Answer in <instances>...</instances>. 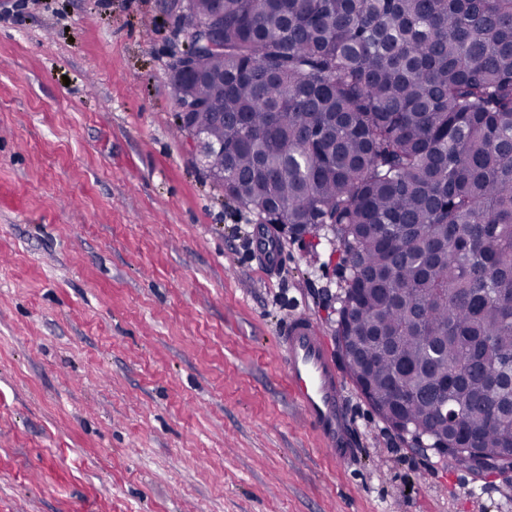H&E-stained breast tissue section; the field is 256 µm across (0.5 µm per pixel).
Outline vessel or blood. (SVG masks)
<instances>
[{
	"label": "vessel or blood",
	"mask_w": 512,
	"mask_h": 512,
	"mask_svg": "<svg viewBox=\"0 0 512 512\" xmlns=\"http://www.w3.org/2000/svg\"><path fill=\"white\" fill-rule=\"evenodd\" d=\"M277 344L290 392L308 425L337 459L351 458L357 438L342 382L314 321L301 313L291 317L280 329Z\"/></svg>",
	"instance_id": "vessel-or-blood-1"
}]
</instances>
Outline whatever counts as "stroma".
Returning a JSON list of instances; mask_svg holds the SVG:
<instances>
[{
  "instance_id": "35a3bbf8",
  "label": "stroma",
  "mask_w": 512,
  "mask_h": 512,
  "mask_svg": "<svg viewBox=\"0 0 512 512\" xmlns=\"http://www.w3.org/2000/svg\"><path fill=\"white\" fill-rule=\"evenodd\" d=\"M165 0H0V512H512V471L420 452L336 366L321 450L278 359L338 349L328 240L259 226L178 128ZM277 344L291 395L310 428L338 460L351 458L357 443L345 406L336 360L314 321L306 314L291 317L280 329Z\"/></svg>"
}]
</instances>
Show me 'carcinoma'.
I'll use <instances>...</instances> for the list:
<instances>
[{
	"instance_id": "cac0c4a2",
	"label": "carcinoma",
	"mask_w": 512,
	"mask_h": 512,
	"mask_svg": "<svg viewBox=\"0 0 512 512\" xmlns=\"http://www.w3.org/2000/svg\"><path fill=\"white\" fill-rule=\"evenodd\" d=\"M173 77L260 224L331 234L336 326L384 419L512 455V0H189ZM196 53L224 50V32L222 27L209 25L199 27L194 36Z\"/></svg>"
}]
</instances>
